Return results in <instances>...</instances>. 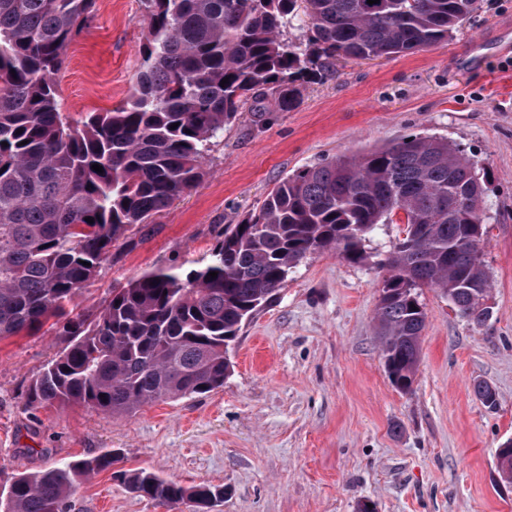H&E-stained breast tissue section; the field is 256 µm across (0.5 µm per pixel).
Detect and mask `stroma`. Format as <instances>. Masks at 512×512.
Instances as JSON below:
<instances>
[{
    "label": "stroma",
    "instance_id": "1",
    "mask_svg": "<svg viewBox=\"0 0 512 512\" xmlns=\"http://www.w3.org/2000/svg\"><path fill=\"white\" fill-rule=\"evenodd\" d=\"M512 0H479L453 38L414 53L336 60L291 110H243L206 158V174L152 223L134 227L77 300L96 315L114 287L156 267L202 259L217 235L258 209L302 168L409 135L461 144L484 168L482 259L488 319L460 317L422 289L421 361L411 392L390 381L375 333L376 267L404 236L383 224L366 241L373 261L333 251L292 268L275 298L241 330L232 371L213 392L143 406L129 418L80 406L30 411L29 382L67 344L61 334L0 341V492L18 473L65 457L118 454L185 485L223 486L213 512H512V483L496 450L512 438ZM147 22L139 0H96L55 77L71 120L109 112L132 92ZM481 41L479 60L470 47ZM496 394L486 406L474 392ZM74 512H165L110 473L78 485Z\"/></svg>",
    "mask_w": 512,
    "mask_h": 512
}]
</instances>
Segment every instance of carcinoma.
<instances>
[{
	"label": "carcinoma",
	"instance_id": "carcinoma-1",
	"mask_svg": "<svg viewBox=\"0 0 512 512\" xmlns=\"http://www.w3.org/2000/svg\"><path fill=\"white\" fill-rule=\"evenodd\" d=\"M472 2L141 0L148 31L133 93L73 123L59 112L54 75L96 0H0V339L62 318L69 337L30 383L27 409L82 405L131 417L224 386L228 346L290 269L325 250L366 263L365 242L398 210L405 237L381 263L376 333L392 384L411 391L426 318L421 289H439L474 323L488 317L477 293L489 295L490 277L466 243L471 215L448 212L457 196L484 190L468 177L477 163L444 138L411 135L307 166L223 232L196 267L142 272L113 289L92 320L70 305L126 232L196 185L212 140L245 105L271 95L287 112L301 86L331 75L339 57L429 48L471 18ZM296 24L308 27L306 41L283 37ZM461 278L472 287H456ZM496 459L511 483L512 447ZM120 462L104 453L19 474L0 512H72L78 479L103 471L169 512H210L224 499L222 486L186 487Z\"/></svg>",
	"mask_w": 512,
	"mask_h": 512
}]
</instances>
